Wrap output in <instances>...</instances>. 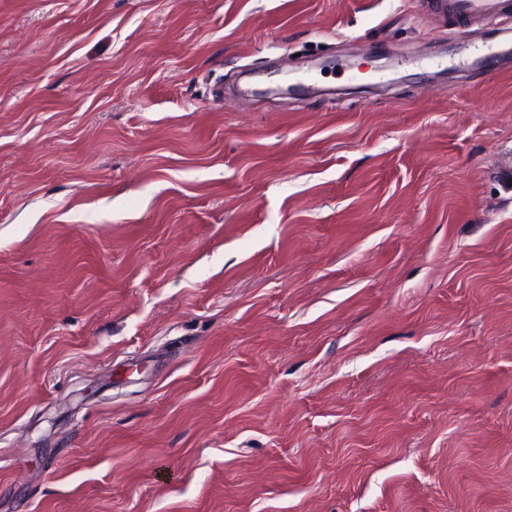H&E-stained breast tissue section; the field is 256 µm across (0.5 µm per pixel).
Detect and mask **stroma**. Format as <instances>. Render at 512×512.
Returning a JSON list of instances; mask_svg holds the SVG:
<instances>
[{
    "mask_svg": "<svg viewBox=\"0 0 512 512\" xmlns=\"http://www.w3.org/2000/svg\"><path fill=\"white\" fill-rule=\"evenodd\" d=\"M0 0V512H512V19Z\"/></svg>",
    "mask_w": 512,
    "mask_h": 512,
    "instance_id": "1",
    "label": "stroma"
}]
</instances>
